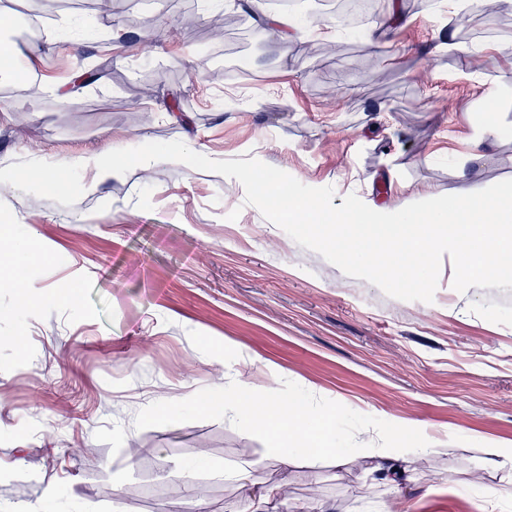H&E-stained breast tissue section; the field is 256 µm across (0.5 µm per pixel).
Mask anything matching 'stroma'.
I'll return each instance as SVG.
<instances>
[{
	"mask_svg": "<svg viewBox=\"0 0 512 512\" xmlns=\"http://www.w3.org/2000/svg\"><path fill=\"white\" fill-rule=\"evenodd\" d=\"M339 2L279 0L273 12L322 19L288 40L249 0L0 5L18 62L0 78V174L16 175L0 183V255L39 254L26 295L0 284V512H189L170 478L183 465L207 512H240L223 470L249 461L256 483L289 481L274 512H512L486 496L512 490V472L481 452L512 444V288L457 292L446 256L433 302L392 298L297 244L236 179L185 164L127 169L94 195L79 168L57 191L36 183L111 142L175 140L334 187L337 207L512 179V62L496 51L512 12L381 0L404 19L372 53L367 21L342 26ZM229 60L248 75L215 76ZM489 104L503 133L475 160ZM219 378L338 408L341 447L400 441L397 415L433 452L401 503L358 465L281 472L266 437L201 408Z\"/></svg>",
	"mask_w": 512,
	"mask_h": 512,
	"instance_id": "35a3bbf8",
	"label": "stroma"
}]
</instances>
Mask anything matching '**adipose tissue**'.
Segmentation results:
<instances>
[{
    "label": "adipose tissue",
    "instance_id": "obj_1",
    "mask_svg": "<svg viewBox=\"0 0 512 512\" xmlns=\"http://www.w3.org/2000/svg\"><path fill=\"white\" fill-rule=\"evenodd\" d=\"M144 170L157 164H178V155L145 153L128 159L124 154L112 151L107 154H89L65 160L63 166L42 170L40 182L49 190L61 185L64 168L79 167L90 171L92 178L86 186L87 192H97L100 186L121 174L129 162ZM224 411L240 421L248 430L265 435L273 451L286 465L311 456L332 459L336 467H346L358 460H365L368 470L377 473L388 491L401 496L405 487V476L411 473L419 457L426 455L422 443L404 437L398 445L382 448H364L352 452L336 445V412L311 410L301 399L279 400L258 391L253 385H238L232 388L223 402Z\"/></svg>",
    "mask_w": 512,
    "mask_h": 512
}]
</instances>
